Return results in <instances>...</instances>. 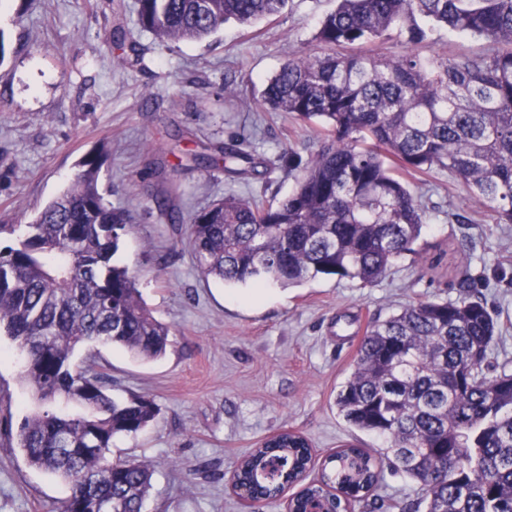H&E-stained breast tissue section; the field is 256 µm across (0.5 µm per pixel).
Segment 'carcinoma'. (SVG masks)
Segmentation results:
<instances>
[{
  "label": "carcinoma",
  "instance_id": "1",
  "mask_svg": "<svg viewBox=\"0 0 512 512\" xmlns=\"http://www.w3.org/2000/svg\"><path fill=\"white\" fill-rule=\"evenodd\" d=\"M289 0H137L141 29L160 41H200L234 21L250 27ZM315 34L320 53L299 52L269 78L260 104L318 126L317 152L275 205L228 195L193 213L188 243L206 279L276 282L319 277L373 285L416 252L425 211L405 174H448L501 224H512V0H336ZM436 26L483 38L474 57L419 47ZM404 50L381 57L377 43ZM224 169L256 171L237 145ZM0 249V331L24 352L37 405L18 445L28 464L61 477L58 512H143L153 470L112 462L118 436L142 431L157 407L117 401L73 362L89 343L146 359L166 353L170 327L140 298L135 277L112 261L132 229L129 212L99 188V157ZM498 317L481 300L423 301L375 320L336 394L351 426L389 441L345 445L321 480L291 498L295 512L322 499L334 512L367 499L384 466L417 482L421 498L401 512H512V373L490 362ZM312 461L301 433L260 443L237 473L252 503L275 498Z\"/></svg>",
  "mask_w": 512,
  "mask_h": 512
}]
</instances>
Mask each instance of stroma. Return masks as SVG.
<instances>
[{
    "label": "stroma",
    "instance_id": "1",
    "mask_svg": "<svg viewBox=\"0 0 512 512\" xmlns=\"http://www.w3.org/2000/svg\"><path fill=\"white\" fill-rule=\"evenodd\" d=\"M335 7L336 0H290L253 26L230 21L198 42L162 43L140 30L136 0H0L8 44L0 63V248L16 245L79 161L106 146L99 187L135 224L115 259L171 329L166 354L155 360L117 346H87L74 358L112 398L146 395L157 406L154 421L116 438L110 455L153 467L145 512H247L231 477L244 455L284 429L307 436L320 458L346 443L385 447L346 423L335 398L369 322L402 306L480 297L499 319L495 357L512 363V224L498 223L492 207L447 172L409 178L425 210L417 251L367 286L203 279L184 225L155 204L167 176L186 217L227 195L268 204L293 190L284 158L308 162L318 137L257 98L290 55L314 51L319 23ZM119 26L139 45L124 60L112 48ZM228 87L237 97L225 95ZM189 137L241 143L272 170L243 182L221 167L183 162ZM33 407L23 357L1 334L0 512H54L68 493L17 445ZM420 496L415 481L387 474L353 512H400Z\"/></svg>",
    "mask_w": 512,
    "mask_h": 512
}]
</instances>
